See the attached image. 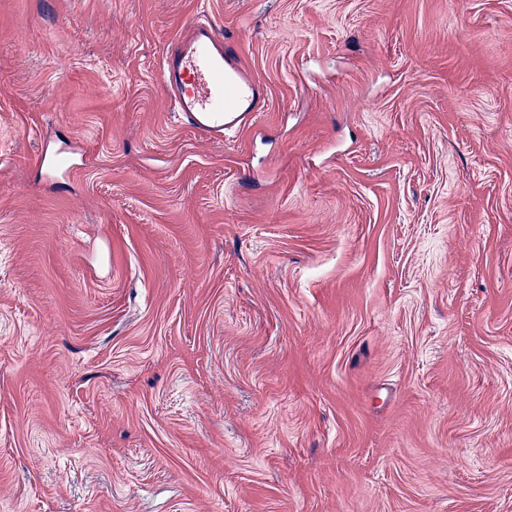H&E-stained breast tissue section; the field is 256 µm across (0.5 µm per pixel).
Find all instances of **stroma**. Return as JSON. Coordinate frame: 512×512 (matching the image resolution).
<instances>
[{"label": "stroma", "mask_w": 512, "mask_h": 512, "mask_svg": "<svg viewBox=\"0 0 512 512\" xmlns=\"http://www.w3.org/2000/svg\"><path fill=\"white\" fill-rule=\"evenodd\" d=\"M0 512H512V0H0ZM159 77L175 111L216 141L269 108L267 93L242 63L238 40L208 20L192 22L170 43Z\"/></svg>", "instance_id": "35a3bbf8"}]
</instances>
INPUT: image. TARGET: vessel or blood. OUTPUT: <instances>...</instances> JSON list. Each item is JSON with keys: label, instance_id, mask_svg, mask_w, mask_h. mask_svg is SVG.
Wrapping results in <instances>:
<instances>
[{"label": "vessel or blood", "instance_id": "obj_1", "mask_svg": "<svg viewBox=\"0 0 512 512\" xmlns=\"http://www.w3.org/2000/svg\"><path fill=\"white\" fill-rule=\"evenodd\" d=\"M160 80L175 111L217 141L269 108L264 88L242 63L237 39L208 20L192 22L170 43Z\"/></svg>", "mask_w": 512, "mask_h": 512}]
</instances>
